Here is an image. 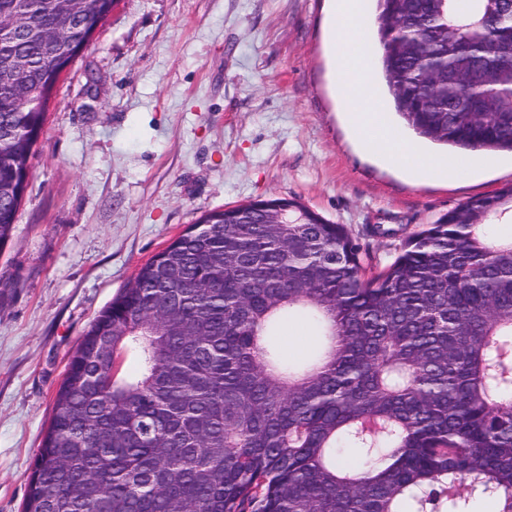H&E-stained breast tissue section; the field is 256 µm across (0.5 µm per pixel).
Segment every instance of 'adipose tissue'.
Here are the masks:
<instances>
[{"mask_svg":"<svg viewBox=\"0 0 512 512\" xmlns=\"http://www.w3.org/2000/svg\"><path fill=\"white\" fill-rule=\"evenodd\" d=\"M361 2L334 0L330 45L338 88L352 100L348 120L359 144L383 163L399 168L416 181L444 175L461 178L487 167L488 162L484 159L432 157L400 135L392 134L383 117L382 105L371 91L370 51L364 34L357 27ZM344 44L351 49L346 61L339 54V48Z\"/></svg>","mask_w":512,"mask_h":512,"instance_id":"1","label":"adipose tissue"}]
</instances>
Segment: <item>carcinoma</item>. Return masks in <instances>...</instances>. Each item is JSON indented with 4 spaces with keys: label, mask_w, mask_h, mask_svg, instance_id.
Returning a JSON list of instances; mask_svg holds the SVG:
<instances>
[{
    "label": "carcinoma",
    "mask_w": 512,
    "mask_h": 512,
    "mask_svg": "<svg viewBox=\"0 0 512 512\" xmlns=\"http://www.w3.org/2000/svg\"><path fill=\"white\" fill-rule=\"evenodd\" d=\"M0 0V250L64 65L116 0ZM382 79L423 139L512 151V0H377ZM39 91L28 109L21 89ZM299 208V224H277ZM512 186L367 275L342 224L269 198L204 215L142 264L71 357L22 512H512ZM307 321L311 360L279 324ZM358 449L343 459L340 447ZM94 483L98 495L84 488ZM279 345L283 356L291 362H301L315 351L317 339L313 329L304 321L290 320L279 329Z\"/></svg>",
    "instance_id": "cac0c4a2"
}]
</instances>
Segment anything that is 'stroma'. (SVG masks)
Returning a JSON list of instances; mask_svg holds the SVG:
<instances>
[{"instance_id":"obj_1","label":"stroma","mask_w":512,"mask_h":512,"mask_svg":"<svg viewBox=\"0 0 512 512\" xmlns=\"http://www.w3.org/2000/svg\"><path fill=\"white\" fill-rule=\"evenodd\" d=\"M329 0H120L62 74L0 250V512H21L66 365L136 269L203 214L295 198L385 266L512 185V153L416 183L361 151L327 52ZM393 229L377 237L373 226ZM301 362L304 321L278 332Z\"/></svg>"}]
</instances>
